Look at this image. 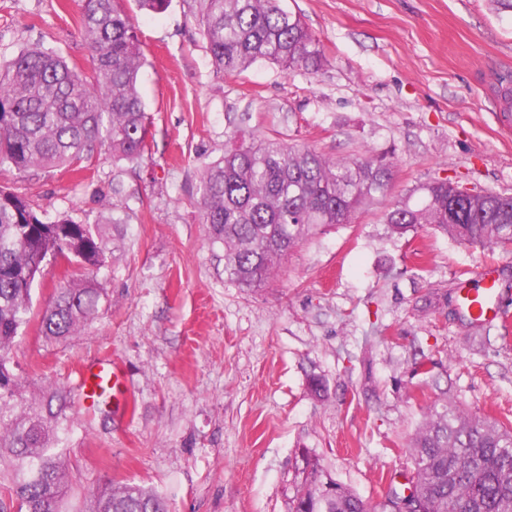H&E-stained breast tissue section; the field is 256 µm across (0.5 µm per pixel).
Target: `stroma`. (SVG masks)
I'll list each match as a JSON object with an SVG mask.
<instances>
[{
	"label": "stroma",
	"mask_w": 512,
	"mask_h": 512,
	"mask_svg": "<svg viewBox=\"0 0 512 512\" xmlns=\"http://www.w3.org/2000/svg\"><path fill=\"white\" fill-rule=\"evenodd\" d=\"M191 0L161 14L124 0L144 52L151 117L137 166L94 150L83 176L0 171V185L78 222L110 227L91 321L52 339L40 318L65 263L33 286L9 358L23 395L69 392L63 436L72 512L105 485L156 490L171 512H288L304 459L370 505L405 492L411 440L443 402L512 429V335L474 326L462 280L498 265L512 311V252H482L424 225L397 236L392 202L437 178L512 193V14L492 0H281L318 40L312 75L257 62L217 74ZM82 0H0V64L40 46L91 70ZM276 136L331 157L394 154L384 199L315 234L253 293L224 272L197 188L231 133ZM109 361L129 405L86 407L84 365ZM325 385L322 395L311 378Z\"/></svg>",
	"instance_id": "1"
}]
</instances>
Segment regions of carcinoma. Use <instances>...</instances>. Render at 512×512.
I'll use <instances>...</instances> for the list:
<instances>
[{"instance_id": "cac0c4a2", "label": "carcinoma", "mask_w": 512, "mask_h": 512, "mask_svg": "<svg viewBox=\"0 0 512 512\" xmlns=\"http://www.w3.org/2000/svg\"><path fill=\"white\" fill-rule=\"evenodd\" d=\"M216 72L232 75L258 60L283 71L314 73L323 53L300 17L280 0H195ZM82 35L92 53L88 75L59 53L23 49L0 65V170L82 171L98 146L134 164L147 148L150 115L139 89L143 52L120 0H84ZM393 155L331 158L280 138L233 136L224 155L199 178V204L211 245L224 247V272L258 290L312 231L352 224L366 203L387 195ZM385 213L393 234L429 224L473 248H512V196L493 191L451 197L435 179ZM51 215L0 186V512H69L59 444L70 409L67 392L51 388L37 402L20 391L8 351L29 321L31 292L45 263L57 257L83 279L56 289L40 321L42 335L63 338L84 326L100 297L95 282L107 265L106 224ZM412 493L426 512H512V431L442 405L412 443ZM288 502V512H394L391 494L374 508L336 483L316 463ZM83 512H169L157 491L128 483L102 489Z\"/></svg>"}]
</instances>
